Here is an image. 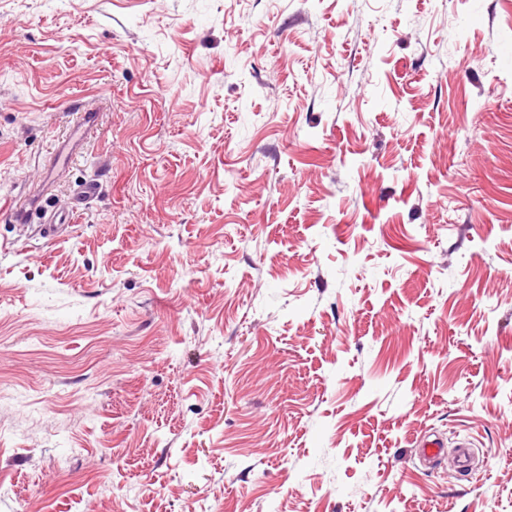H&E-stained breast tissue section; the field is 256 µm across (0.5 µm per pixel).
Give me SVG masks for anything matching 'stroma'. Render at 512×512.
I'll return each instance as SVG.
<instances>
[{
    "label": "stroma",
    "instance_id": "stroma-1",
    "mask_svg": "<svg viewBox=\"0 0 512 512\" xmlns=\"http://www.w3.org/2000/svg\"><path fill=\"white\" fill-rule=\"evenodd\" d=\"M508 43L512 0H0V206L72 212L0 219V512H512ZM33 202L28 208L8 209L5 212L10 222L15 224H40L41 232L48 236L66 229L71 224V214L54 208L47 193L32 194Z\"/></svg>",
    "mask_w": 512,
    "mask_h": 512
}]
</instances>
